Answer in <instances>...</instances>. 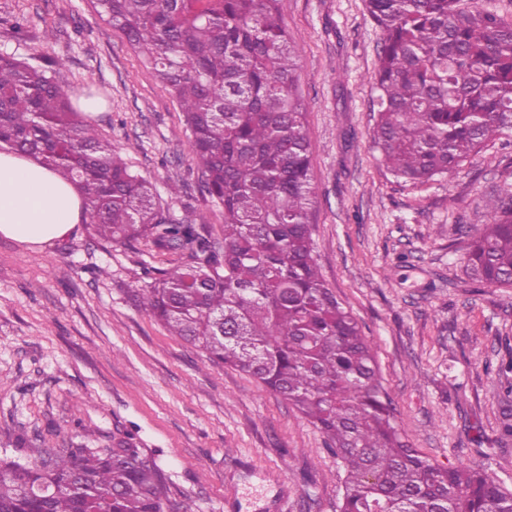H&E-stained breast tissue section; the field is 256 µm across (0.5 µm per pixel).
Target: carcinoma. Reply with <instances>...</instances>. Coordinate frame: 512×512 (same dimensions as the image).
<instances>
[{"instance_id": "obj_1", "label": "carcinoma", "mask_w": 512, "mask_h": 512, "mask_svg": "<svg viewBox=\"0 0 512 512\" xmlns=\"http://www.w3.org/2000/svg\"><path fill=\"white\" fill-rule=\"evenodd\" d=\"M281 0H93L176 98L224 242L176 223L148 180L76 112L53 70L0 53V143L76 185L108 243L151 241L181 263L146 275L136 305L215 364L294 405L345 470L339 512H512L485 468L431 464L403 442L355 317L327 288L309 221L312 144ZM476 0H365L381 30L373 141L398 177L452 173L512 137V21ZM512 288V193L465 254ZM165 476L133 442L0 459V512H164Z\"/></svg>"}]
</instances>
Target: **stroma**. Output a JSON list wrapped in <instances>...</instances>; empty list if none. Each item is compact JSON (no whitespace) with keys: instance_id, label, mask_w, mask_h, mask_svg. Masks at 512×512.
<instances>
[{"instance_id":"35a3bbf8","label":"stroma","mask_w":512,"mask_h":512,"mask_svg":"<svg viewBox=\"0 0 512 512\" xmlns=\"http://www.w3.org/2000/svg\"><path fill=\"white\" fill-rule=\"evenodd\" d=\"M281 13L307 108L323 279L356 317L407 444L440 467H485L512 491L493 370L512 357V288L473 280L463 263L494 195L512 192V145L493 140L425 185L397 177L372 142L381 32L363 0H282ZM19 15L21 36L7 23ZM3 50L64 60L58 83L103 101L92 124L171 217L223 239L224 209L202 187L179 104L90 0H0ZM177 261L147 240L105 243L84 223L44 246L0 236V458L108 448L130 433L163 470L171 503L339 512L344 472L318 429L134 305L146 270Z\"/></svg>"}]
</instances>
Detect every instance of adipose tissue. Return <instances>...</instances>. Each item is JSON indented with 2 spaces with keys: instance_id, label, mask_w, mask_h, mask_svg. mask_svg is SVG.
<instances>
[{
  "instance_id": "obj_1",
  "label": "adipose tissue",
  "mask_w": 512,
  "mask_h": 512,
  "mask_svg": "<svg viewBox=\"0 0 512 512\" xmlns=\"http://www.w3.org/2000/svg\"><path fill=\"white\" fill-rule=\"evenodd\" d=\"M76 189L21 153L0 150V235L22 244L46 245L81 221Z\"/></svg>"
}]
</instances>
